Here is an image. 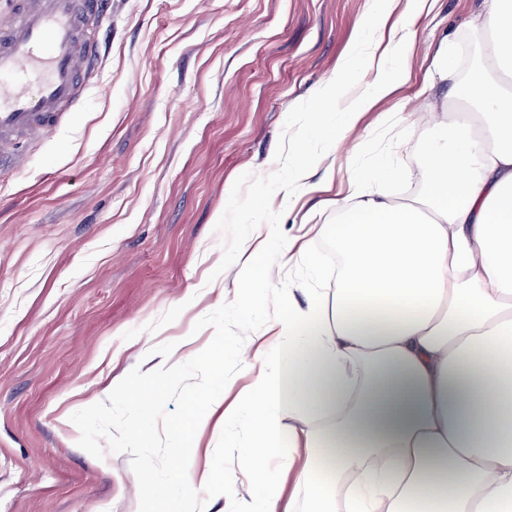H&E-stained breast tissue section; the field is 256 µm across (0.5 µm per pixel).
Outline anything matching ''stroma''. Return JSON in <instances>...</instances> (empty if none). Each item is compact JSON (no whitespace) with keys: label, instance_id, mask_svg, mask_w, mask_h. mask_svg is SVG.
I'll return each instance as SVG.
<instances>
[{"label":"stroma","instance_id":"stroma-1","mask_svg":"<svg viewBox=\"0 0 512 512\" xmlns=\"http://www.w3.org/2000/svg\"><path fill=\"white\" fill-rule=\"evenodd\" d=\"M482 5L426 0L408 18L409 80L358 121L356 149L336 147L337 116L322 117L308 194L288 169L307 108L356 38L363 57L396 68L401 45L361 27L376 11L403 21L406 0H112L91 21L99 54L77 107L17 139L15 166L0 170V512H139L130 454L82 450L72 414L169 347L188 360L210 343L196 323L235 296L237 244L256 225L279 227L261 258L280 282L282 249L357 202L356 174L385 162L406 173L392 195H420L434 131L408 111L448 89L427 82L440 44L468 79L484 40L467 20ZM278 187L285 199L246 208ZM244 467L223 426L197 431L189 477Z\"/></svg>","mask_w":512,"mask_h":512}]
</instances>
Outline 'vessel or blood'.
Returning <instances> with one entry per match:
<instances>
[{"label":"vessel or blood","instance_id":"vessel-or-blood-1","mask_svg":"<svg viewBox=\"0 0 512 512\" xmlns=\"http://www.w3.org/2000/svg\"><path fill=\"white\" fill-rule=\"evenodd\" d=\"M0 20V160L20 134L55 127L79 100L97 56L86 34L108 0H13Z\"/></svg>","mask_w":512,"mask_h":512}]
</instances>
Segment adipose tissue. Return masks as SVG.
<instances>
[{
  "mask_svg": "<svg viewBox=\"0 0 512 512\" xmlns=\"http://www.w3.org/2000/svg\"><path fill=\"white\" fill-rule=\"evenodd\" d=\"M468 24L485 47L471 82L454 80L447 47L433 58L469 110L426 144L422 198L370 192L315 225L342 259L333 293L289 294L256 352L235 355L249 392L188 408L221 411L225 447L242 448L262 488L242 512H292L263 480L283 452L306 512H512V0H484ZM362 69L336 142L408 77ZM273 279L240 244L239 293L261 305Z\"/></svg>",
  "mask_w": 512,
  "mask_h": 512,
  "instance_id": "1",
  "label": "adipose tissue"
}]
</instances>
